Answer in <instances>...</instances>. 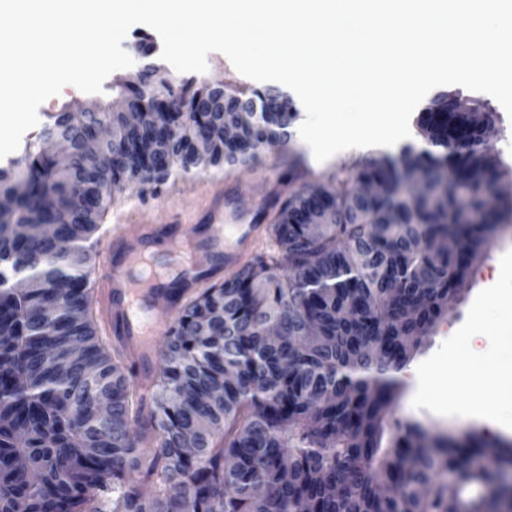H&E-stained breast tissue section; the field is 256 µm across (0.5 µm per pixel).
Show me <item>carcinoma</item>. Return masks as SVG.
Returning a JSON list of instances; mask_svg holds the SVG:
<instances>
[{"label": "carcinoma", "mask_w": 512, "mask_h": 512, "mask_svg": "<svg viewBox=\"0 0 512 512\" xmlns=\"http://www.w3.org/2000/svg\"><path fill=\"white\" fill-rule=\"evenodd\" d=\"M142 83L113 86L142 109L127 130L109 103L47 116L19 156L0 167V512H512V483L467 470L481 440L432 436L394 419L400 373L464 289L468 270L512 212V186L484 148L493 130L480 105L432 99L416 136L396 153L372 151L327 182L288 159V195L268 216L275 254L259 253L221 283L196 291L165 333L159 377L133 383L122 350L93 315L91 277L112 189L157 188L174 168L203 173L257 162L295 137L297 112L277 87L242 98L149 60ZM245 113L237 138H210L219 96ZM112 166L83 152L99 127ZM208 140L197 152L196 138ZM71 142L62 171L42 148ZM154 142L146 154L140 142ZM432 177L414 193L409 178ZM378 183L377 195H358ZM487 185L499 199L487 212ZM319 207L327 223L299 222ZM25 271L35 287H12ZM65 278L69 290L60 294ZM279 340L270 344L267 323ZM83 356L60 382V357ZM112 400L99 418L98 398ZM157 440L151 453L145 436Z\"/></svg>", "instance_id": "cac0c4a2"}]
</instances>
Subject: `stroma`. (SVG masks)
<instances>
[{"instance_id": "1", "label": "stroma", "mask_w": 512, "mask_h": 512, "mask_svg": "<svg viewBox=\"0 0 512 512\" xmlns=\"http://www.w3.org/2000/svg\"><path fill=\"white\" fill-rule=\"evenodd\" d=\"M461 95L469 100L484 104L494 120L496 133L491 137L489 149L500 163L501 170L512 173V117L508 116L501 104L491 95L462 89ZM304 158L309 168L321 177H328L362 156L359 148L339 152L326 161H317L310 147L302 139H294L290 147L281 150H267L261 153L257 164L239 167L232 171L212 170L206 173H177L160 188L142 184H130L113 191V204L134 202L150 209L156 223L165 225L167 232L181 236L191 235L204 238L207 235L201 219L208 206L211 191L224 192V229L234 231L236 225L252 223L260 207L269 201L275 189L281 185V175L286 169L289 155ZM177 213L191 214V222L173 223ZM512 251V216H506L490 240L484 258L470 270L466 288L449 303L442 319L431 330L421 349L415 355V362L431 357L441 344L451 336L453 329L461 327L467 319L469 309L485 282L495 271L494 264ZM405 388L397 402L395 416L401 420L420 422L434 433H447L457 437L469 433L482 435L499 444H512V432L503 434L490 429L480 421L468 417H448L419 409L413 405L418 380L413 370H406L402 376Z\"/></svg>"}]
</instances>
